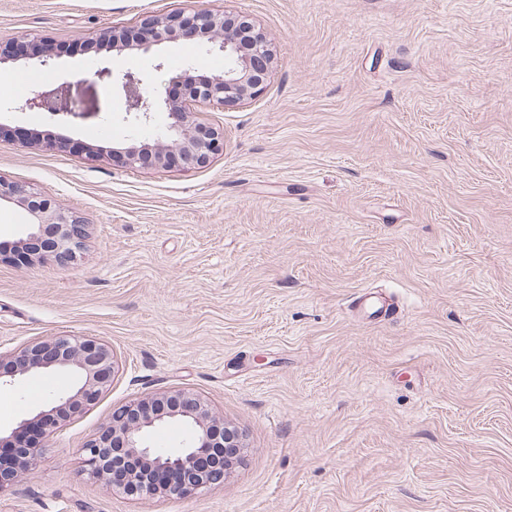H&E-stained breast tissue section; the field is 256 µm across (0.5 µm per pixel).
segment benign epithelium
<instances>
[{
    "label": "benign epithelium",
    "mask_w": 512,
    "mask_h": 512,
    "mask_svg": "<svg viewBox=\"0 0 512 512\" xmlns=\"http://www.w3.org/2000/svg\"><path fill=\"white\" fill-rule=\"evenodd\" d=\"M152 41L130 43L122 32L112 30V48L147 54L152 47L171 42L179 35L193 34L224 53V72L210 77L202 90H189L187 98L213 105L234 106L254 97L269 77L273 53L264 33L248 18L226 12L182 10L152 16L141 22ZM100 82L112 80V92L122 107V120L138 128L150 124L154 114L165 111L170 122L157 130V150L146 155L130 146L123 151L126 166L133 169H165L177 165L201 167L223 151L224 135L191 118L186 106L174 104L148 90L137 73L114 76L109 68L97 70ZM29 110L44 112L55 120L79 118L81 113L59 104L56 88L46 84L25 101ZM19 203L26 208L30 231L27 240L42 245L39 258L67 268L79 259L90 231L73 213L57 207L49 197L20 182L0 178V204ZM115 357L105 344L92 336H53L31 343L17 352L0 354V384L45 371L73 376L72 386L44 409L22 420L0 446L8 448L27 437L38 426L42 437L53 435L64 422L94 404L110 386ZM179 421L189 430L184 446L160 451L150 443V434L169 421ZM246 448L243 434L213 415L207 400L198 393L173 390L130 400L112 412L110 421L86 443L84 454L94 478L106 482L112 492L147 497L159 494L185 495L221 485L234 462ZM42 452L33 442L13 470L0 469V492L29 472Z\"/></svg>",
    "instance_id": "1"
}]
</instances>
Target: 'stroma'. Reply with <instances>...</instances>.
Segmentation results:
<instances>
[{
    "instance_id": "obj_1",
    "label": "stroma",
    "mask_w": 512,
    "mask_h": 512,
    "mask_svg": "<svg viewBox=\"0 0 512 512\" xmlns=\"http://www.w3.org/2000/svg\"><path fill=\"white\" fill-rule=\"evenodd\" d=\"M182 9L239 13L272 72L198 168L125 167L153 127L120 110L102 67L165 93L224 69L178 38L149 53L0 64V178L81 216L77 264L0 262V353L99 338L111 386L46 442L0 512H512V0H0V44L95 40ZM163 69H156V58ZM43 74L90 112L59 123L8 82ZM389 298L392 318L352 309ZM71 386L7 385L0 431ZM185 389L247 447L223 485L132 499L92 479L82 446L132 398Z\"/></svg>"
}]
</instances>
